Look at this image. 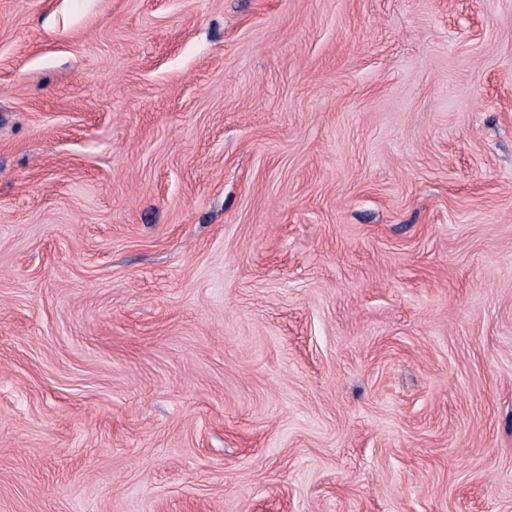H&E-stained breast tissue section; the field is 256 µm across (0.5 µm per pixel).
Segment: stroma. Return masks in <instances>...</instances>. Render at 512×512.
<instances>
[{
	"mask_svg": "<svg viewBox=\"0 0 512 512\" xmlns=\"http://www.w3.org/2000/svg\"><path fill=\"white\" fill-rule=\"evenodd\" d=\"M0 512H512V0H0Z\"/></svg>",
	"mask_w": 512,
	"mask_h": 512,
	"instance_id": "obj_1",
	"label": "stroma"
}]
</instances>
